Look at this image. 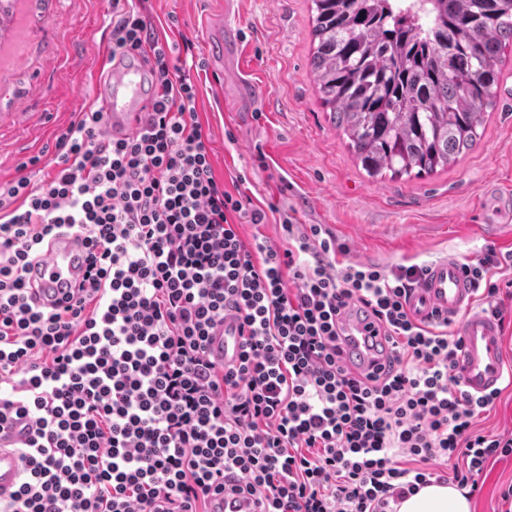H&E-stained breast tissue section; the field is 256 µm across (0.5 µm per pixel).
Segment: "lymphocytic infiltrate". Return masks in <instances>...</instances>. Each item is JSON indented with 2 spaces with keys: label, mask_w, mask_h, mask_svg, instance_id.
Wrapping results in <instances>:
<instances>
[{
  "label": "lymphocytic infiltrate",
  "mask_w": 512,
  "mask_h": 512,
  "mask_svg": "<svg viewBox=\"0 0 512 512\" xmlns=\"http://www.w3.org/2000/svg\"><path fill=\"white\" fill-rule=\"evenodd\" d=\"M147 0H112L111 52L147 61L155 99L112 139L101 108L55 135L50 172L0 183V425L26 419L18 488L0 512H209L230 479L257 512H396L430 483L477 489L512 436L475 420L497 392L469 394L463 339L409 307L424 265L337 266L321 224L279 218L283 244L246 241L267 214L217 180L186 57L148 24ZM60 230L80 234L87 271L69 301L40 305L27 278ZM488 253L464 270L495 318ZM359 308L390 355L349 366L344 312ZM241 353H207L225 315Z\"/></svg>",
  "instance_id": "1"
}]
</instances>
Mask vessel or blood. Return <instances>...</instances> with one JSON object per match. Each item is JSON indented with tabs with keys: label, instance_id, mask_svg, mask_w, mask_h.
Masks as SVG:
<instances>
[{
	"label": "vessel or blood",
	"instance_id": "1",
	"mask_svg": "<svg viewBox=\"0 0 512 512\" xmlns=\"http://www.w3.org/2000/svg\"><path fill=\"white\" fill-rule=\"evenodd\" d=\"M148 68L142 59H118L108 63L102 87L97 90L100 106L106 114L107 132L116 139L130 136L144 112L150 111L154 92L147 82ZM83 245L77 234L65 232L54 236L48 244V258L30 272V279L51 294L71 281L78 273ZM472 286L461 261L453 255L431 265L422 285L413 297L419 314L439 311L460 318L463 348L458 358V372L465 389L482 395L495 389L504 374L503 331L492 315L473 310ZM346 355L352 368L371 369L385 361L389 345L384 337L369 335L363 317L352 315L345 322ZM240 353L238 323L225 316L215 327L209 344L211 358L219 364H230ZM19 424L0 428V496L15 491L22 478V464L13 449L19 438ZM210 512H253L251 500L242 494L224 491L210 498Z\"/></svg>",
	"mask_w": 512,
	"mask_h": 512
}]
</instances>
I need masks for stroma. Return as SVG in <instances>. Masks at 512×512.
<instances>
[{
	"label": "stroma",
	"instance_id": "1",
	"mask_svg": "<svg viewBox=\"0 0 512 512\" xmlns=\"http://www.w3.org/2000/svg\"><path fill=\"white\" fill-rule=\"evenodd\" d=\"M311 0H233L223 53L210 28L212 0H150L149 19L176 44L192 42L204 61L195 110L211 133V161L227 190L267 209L264 224L240 229L282 243L280 213L322 224L346 250L337 266L468 262L512 252L498 221L500 188L512 185V51L500 65L497 103L481 137L457 162L412 178L371 177L330 120L312 72ZM0 37V182L47 169L55 134L96 102V70L110 53L112 0H11ZM176 24H169V16ZM38 165H30L32 157ZM512 483V455L490 459L473 512H499Z\"/></svg>",
	"mask_w": 512,
	"mask_h": 512
}]
</instances>
